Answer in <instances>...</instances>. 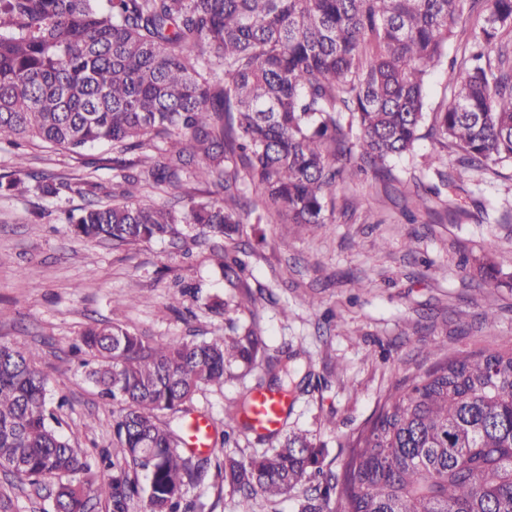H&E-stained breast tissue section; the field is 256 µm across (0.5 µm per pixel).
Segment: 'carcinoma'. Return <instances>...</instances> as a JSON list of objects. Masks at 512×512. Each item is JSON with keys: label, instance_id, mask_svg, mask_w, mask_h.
Instances as JSON below:
<instances>
[{"label": "carcinoma", "instance_id": "carcinoma-1", "mask_svg": "<svg viewBox=\"0 0 512 512\" xmlns=\"http://www.w3.org/2000/svg\"><path fill=\"white\" fill-rule=\"evenodd\" d=\"M511 32L512 0H0V142L73 153L119 145L139 153L113 159L128 186L139 182L129 169L146 163L157 185L215 188L180 210L148 197L103 204L95 181L38 178L20 162L0 191L31 178L46 196L89 197L67 221L95 242L174 239L191 227L237 288L245 264L229 251L245 226L325 223L327 194L353 162L381 172L426 134L484 172L512 160V51L502 43ZM460 33L464 75H449L452 100L429 116L428 80ZM245 184L262 206L247 202ZM505 264L512 258L484 267V284L499 286ZM177 294L204 298L197 286ZM204 299L224 312L225 301ZM79 342L96 361L88 378L118 412L100 478L85 477L90 464L51 423L38 350L2 342L0 470L32 484L66 478L54 512L96 502L106 512H203L186 486L204 480L211 457L186 447L183 414L202 388L224 387L232 364L255 363L261 337L232 322L209 338L150 339L101 322ZM430 356L388 387L339 471L324 470L300 432L223 460L239 512L313 477L300 512H512V337L459 352L435 344ZM251 401L227 412L249 431Z\"/></svg>", "mask_w": 512, "mask_h": 512}]
</instances>
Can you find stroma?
Returning <instances> with one entry per match:
<instances>
[{"instance_id":"1","label":"stroma","mask_w":512,"mask_h":512,"mask_svg":"<svg viewBox=\"0 0 512 512\" xmlns=\"http://www.w3.org/2000/svg\"><path fill=\"white\" fill-rule=\"evenodd\" d=\"M435 144L423 138L412 154L390 160L384 173L348 168L337 184L327 223L253 224L239 239L246 283L255 302L241 307L210 260L209 246L178 240L115 246L75 237L63 218L85 206L77 194H0V341L37 348L57 410L58 429L89 456L112 446L111 405L87 378L71 346L90 323L119 322L154 337L207 338L226 320L255 325L268 355L297 371L284 431L308 433L337 469L349 436L369 419L390 381L425 364L428 344L445 350L491 347L512 336V286L483 285L480 264L512 257V162L495 173L461 165L455 149L440 168L427 159ZM109 145L80 153L42 144L0 143V176L17 163L28 170L77 180L93 177L104 192L118 182ZM228 303L212 315L193 300L171 308L189 283ZM137 289L132 305L121 299ZM497 316L494 335L484 311ZM265 375L225 376L223 389L198 392L193 414L223 427L225 413ZM57 479L19 482L0 471V493L14 512H51ZM207 512H238L240 493L209 470L186 487Z\"/></svg>"}]
</instances>
